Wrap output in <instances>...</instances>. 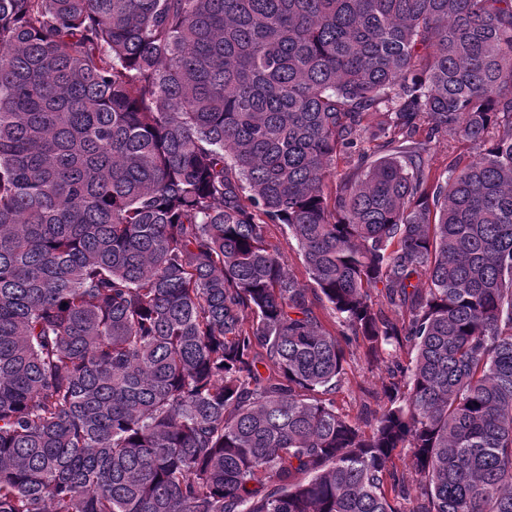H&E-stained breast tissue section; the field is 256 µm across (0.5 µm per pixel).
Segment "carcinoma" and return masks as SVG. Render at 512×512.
Here are the masks:
<instances>
[{
    "instance_id": "cac0c4a2",
    "label": "carcinoma",
    "mask_w": 512,
    "mask_h": 512,
    "mask_svg": "<svg viewBox=\"0 0 512 512\" xmlns=\"http://www.w3.org/2000/svg\"><path fill=\"white\" fill-rule=\"evenodd\" d=\"M0 512H512V0H0ZM477 150L475 146L461 138L454 140L436 139L430 143L428 162L433 173L439 175L448 167L452 159L461 156L464 162H469L475 158ZM271 241L278 244L281 250L288 257L289 269L295 274L297 279L301 282L307 281V274L305 272L304 265L299 258L298 248L296 242L288 238L279 226L272 225L270 228ZM382 365L367 364L361 349L348 360L343 385L336 393V407L348 419L355 420L366 403L371 408L377 407L371 394L380 391Z\"/></svg>"
}]
</instances>
